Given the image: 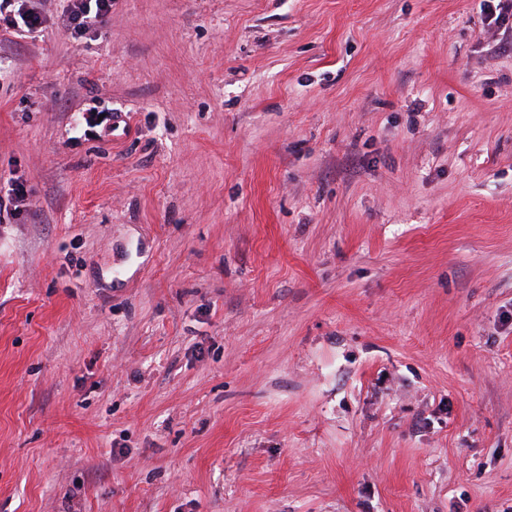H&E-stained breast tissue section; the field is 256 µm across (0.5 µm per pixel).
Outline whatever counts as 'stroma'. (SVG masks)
<instances>
[{"instance_id":"1","label":"stroma","mask_w":512,"mask_h":512,"mask_svg":"<svg viewBox=\"0 0 512 512\" xmlns=\"http://www.w3.org/2000/svg\"><path fill=\"white\" fill-rule=\"evenodd\" d=\"M67 6L0 27V512H512V24ZM63 24L71 33L84 31L91 23H103L112 13V0H69Z\"/></svg>"}]
</instances>
